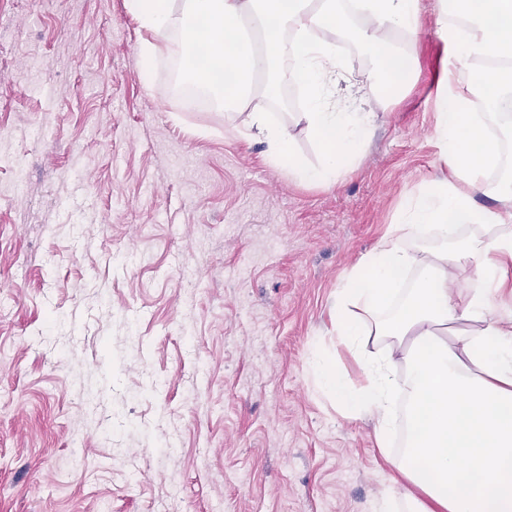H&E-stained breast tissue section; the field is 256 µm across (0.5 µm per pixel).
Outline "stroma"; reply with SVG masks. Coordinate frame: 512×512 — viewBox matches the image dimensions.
Returning a JSON list of instances; mask_svg holds the SVG:
<instances>
[{"mask_svg":"<svg viewBox=\"0 0 512 512\" xmlns=\"http://www.w3.org/2000/svg\"><path fill=\"white\" fill-rule=\"evenodd\" d=\"M147 37L125 0H0V512H376L394 475L377 420L314 363L362 381L337 291L442 174L434 17L329 185L272 167L247 110L188 111L168 36L144 81ZM337 51L345 105L364 62ZM259 106L319 163L305 124Z\"/></svg>","mask_w":512,"mask_h":512,"instance_id":"stroma-1","label":"stroma"}]
</instances>
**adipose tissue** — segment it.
I'll return each mask as SVG.
<instances>
[{"instance_id": "ef3b65f1", "label": "adipose tissue", "mask_w": 512, "mask_h": 512, "mask_svg": "<svg viewBox=\"0 0 512 512\" xmlns=\"http://www.w3.org/2000/svg\"><path fill=\"white\" fill-rule=\"evenodd\" d=\"M437 32L448 48L436 93L443 178L419 189L402 205L378 249L365 256L336 296V336L361 364L364 379L350 384L328 362L316 365L321 388L350 412L376 416L375 442L390 444L395 399L406 395V438L393 465L412 486L409 512H512V329L499 316V292L512 264V176L496 190L497 207L478 204L487 194L489 170L501 167L498 139L471 110L458 76L475 62L501 57L512 45V0H435ZM127 0L149 40L140 49L143 79L153 72L154 36L175 32L173 52L193 64L198 42L213 61L235 73L216 90L225 109L254 98L274 99L273 65L289 56L291 83L303 96L295 113L322 147L318 166L307 167L290 151L289 134L272 113L257 109L250 128L269 145L272 166L298 181L332 183L356 162L370 128L367 113L336 105V81L346 68L335 40L353 14L364 17L357 43L365 61V97L388 104L414 77L408 52L383 38L394 29L407 38L421 31L422 0ZM468 22L448 21L449 4ZM480 236L460 240L463 226ZM432 236L442 247L422 253L407 238ZM455 251H448L447 243ZM471 270L475 288L453 292L457 269ZM416 271L411 288L400 285Z\"/></svg>"}]
</instances>
